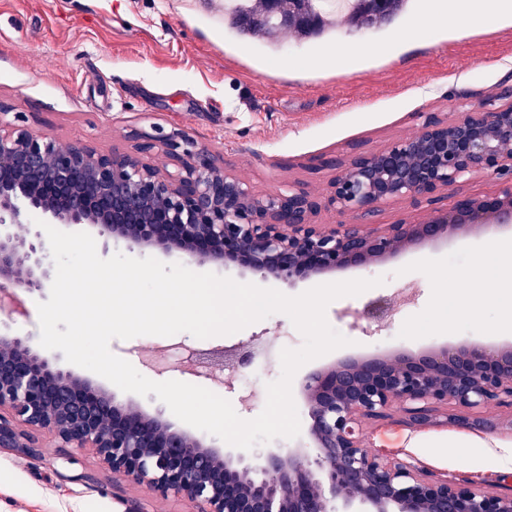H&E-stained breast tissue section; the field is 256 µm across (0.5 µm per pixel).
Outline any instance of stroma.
<instances>
[{
	"mask_svg": "<svg viewBox=\"0 0 512 512\" xmlns=\"http://www.w3.org/2000/svg\"><path fill=\"white\" fill-rule=\"evenodd\" d=\"M441 8L410 0L407 10L377 30L345 29L312 40L282 30L277 50L239 40L224 28V0H0V122L82 141L102 153L131 152L142 133L183 132L258 197L302 188L322 197L337 165L360 153H378L420 135L426 124L452 123L475 103H512V26L488 23L478 32L441 40ZM358 59L340 73L337 56ZM512 177L475 174L419 202L400 199L369 216L372 224L427 221L435 210L464 197L494 196ZM511 229L476 227L362 267L320 273L289 284L261 278L230 263L203 271L289 296L325 283L384 277L356 297L332 301L330 326L348 346L302 366L298 377L324 364L356 356H420L461 344H512V268L496 269L491 249ZM499 272L497 295L472 287L477 267ZM385 300L381 320L364 317ZM466 302L467 310L455 305ZM303 337L291 320L274 314L227 335L198 339L188 333L113 340L114 354L154 381L206 386L180 365L204 349H224ZM50 359L69 367L62 352ZM72 368V367H69ZM74 374L111 391L117 402L175 417L155 395L115 389L81 367ZM281 365L257 363L227 374L219 388L243 419L265 407L242 404L244 387L264 390ZM495 423L477 431L437 422L413 426L399 411L363 420V443L387 459L413 465L439 479L482 489L512 486V406L476 410ZM28 450L0 448V512H199L198 503L161 498L146 485L112 474L91 452L60 447L45 430Z\"/></svg>",
	"mask_w": 512,
	"mask_h": 512,
	"instance_id": "stroma-1",
	"label": "stroma"
}]
</instances>
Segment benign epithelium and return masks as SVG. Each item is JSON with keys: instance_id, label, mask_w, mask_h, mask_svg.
<instances>
[{"instance_id": "obj_1", "label": "benign epithelium", "mask_w": 512, "mask_h": 512, "mask_svg": "<svg viewBox=\"0 0 512 512\" xmlns=\"http://www.w3.org/2000/svg\"><path fill=\"white\" fill-rule=\"evenodd\" d=\"M162 143L173 170L147 159ZM395 166L376 184L372 154L340 167L327 197L298 188L256 197L184 133L143 135L130 153H99L83 142L0 125V298L31 293L50 279L41 235H29V214L51 224H92L99 235L135 247L190 246L195 262H238L253 273L293 282L328 269L359 266L409 240L431 242L493 218L512 222V183L494 197L456 200L421 224L326 231L311 223L318 209L374 215L398 199L418 200L475 174H512V105L479 103L451 124H432L384 151ZM301 387L316 396L315 453L290 448L254 457L226 456L198 438L131 407L54 367L28 337H0V410L21 425L47 430L71 448L162 497L205 505L201 512H512L507 493L432 479L365 448L362 418L398 404L411 424L448 419L481 423L468 412L512 400V347L444 348L418 358L359 364L345 360L314 372ZM28 436L0 420V448H28Z\"/></svg>"}]
</instances>
